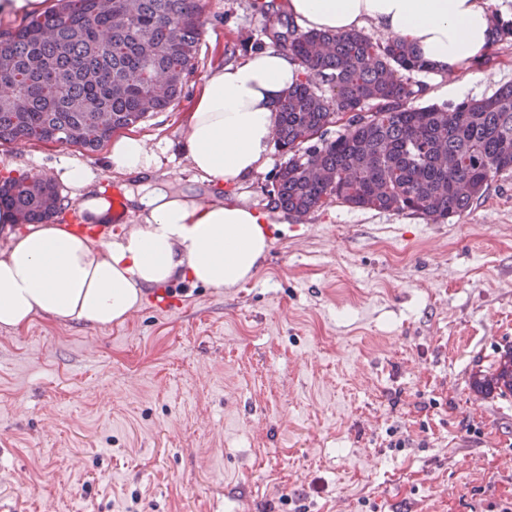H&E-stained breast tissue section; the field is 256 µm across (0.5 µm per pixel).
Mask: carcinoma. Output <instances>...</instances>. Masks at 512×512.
Here are the masks:
<instances>
[{"label": "carcinoma", "instance_id": "carcinoma-1", "mask_svg": "<svg viewBox=\"0 0 512 512\" xmlns=\"http://www.w3.org/2000/svg\"><path fill=\"white\" fill-rule=\"evenodd\" d=\"M202 27L200 0H56L43 15L0 28V145L94 152L166 111L195 70ZM272 39L303 71L275 130L288 160L275 175L274 203L288 213L303 219L336 200L444 221L512 169V85L481 99L414 106L411 78L434 66L407 40L292 21ZM338 122L345 132L325 138ZM60 202L52 182L0 179V210L18 224L46 223ZM471 388L512 395L511 345L473 374Z\"/></svg>", "mask_w": 512, "mask_h": 512}]
</instances>
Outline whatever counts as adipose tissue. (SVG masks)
I'll use <instances>...</instances> for the list:
<instances>
[{
  "label": "adipose tissue",
  "mask_w": 512,
  "mask_h": 512,
  "mask_svg": "<svg viewBox=\"0 0 512 512\" xmlns=\"http://www.w3.org/2000/svg\"><path fill=\"white\" fill-rule=\"evenodd\" d=\"M280 8L308 30L349 33L374 24L388 38L412 42L450 74L469 71L491 38L489 0H282ZM301 77V68L276 48L206 77L180 145L201 180L235 184L263 167L277 112ZM153 164L144 142L127 136L113 143L106 166L131 176ZM62 177L79 192L84 223L112 222L91 166H68ZM125 197L139 222L110 242L55 224L14 236L0 252V329L19 331L38 316L92 327L121 324L150 290L176 279L218 290L239 286L270 249L267 215L247 203L200 204L162 184Z\"/></svg>",
  "instance_id": "adipose-tissue-1"
}]
</instances>
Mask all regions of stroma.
Segmentation results:
<instances>
[{
	"instance_id": "obj_1",
	"label": "stroma",
	"mask_w": 512,
	"mask_h": 512,
	"mask_svg": "<svg viewBox=\"0 0 512 512\" xmlns=\"http://www.w3.org/2000/svg\"><path fill=\"white\" fill-rule=\"evenodd\" d=\"M259 0H202L180 98L133 128L171 189L247 196L273 240L236 288L178 281L108 327L37 318L0 329V506L11 512H502L512 508V397L470 377L512 345V170L464 212L421 216L332 202L299 220L271 192L284 155L235 186L179 150L206 77L270 46ZM478 79L419 74L416 105L512 84V41ZM107 148L0 146V177L58 182L52 221L76 225L65 166L105 191ZM408 436L389 448L387 431Z\"/></svg>"
}]
</instances>
